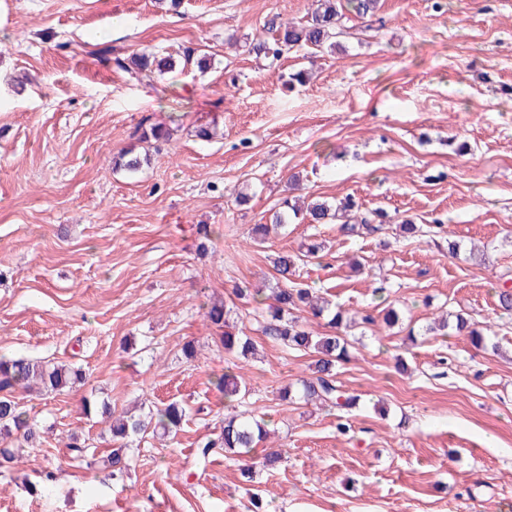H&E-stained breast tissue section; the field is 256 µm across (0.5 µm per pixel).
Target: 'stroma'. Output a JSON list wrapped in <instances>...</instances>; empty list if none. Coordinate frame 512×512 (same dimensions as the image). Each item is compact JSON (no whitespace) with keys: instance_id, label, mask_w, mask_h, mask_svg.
<instances>
[{"instance_id":"1","label":"stroma","mask_w":512,"mask_h":512,"mask_svg":"<svg viewBox=\"0 0 512 512\" xmlns=\"http://www.w3.org/2000/svg\"><path fill=\"white\" fill-rule=\"evenodd\" d=\"M310 6L0 0V354L86 375L49 396L18 393L43 443L0 468V512H249L255 495L268 512L512 507V314L497 296L512 279V0H380L335 53L255 57L265 23ZM103 37L116 54L189 47L215 66L132 81L96 54ZM301 69L313 80L289 86ZM145 119L174 128L172 140L139 143ZM200 126L215 137L197 138ZM131 148L148 164L113 170ZM293 174L303 195H350L395 219L355 238L291 224L253 244L251 227L269 223ZM240 191L248 205H236ZM406 218L444 231L404 237ZM313 240L324 256L299 263V282L349 312L401 313L394 327L347 332L337 379L361 400L345 434L340 411L281 399L313 358L263 337L254 303L233 294L273 282L274 258ZM382 280L386 294L373 293ZM215 299L257 343L236 373L247 409L273 430L266 447L282 453L249 482L224 455L195 461L224 418L213 382L227 356L201 310ZM444 310L490 322V346L429 333ZM92 396L118 414L170 401L193 413L175 438L129 439L114 475L106 425L84 412ZM74 433L90 448L81 461L65 446ZM46 467L54 482L29 492Z\"/></svg>"}]
</instances>
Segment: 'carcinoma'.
Here are the masks:
<instances>
[{"instance_id":"cac0c4a2","label":"carcinoma","mask_w":512,"mask_h":512,"mask_svg":"<svg viewBox=\"0 0 512 512\" xmlns=\"http://www.w3.org/2000/svg\"><path fill=\"white\" fill-rule=\"evenodd\" d=\"M378 0H316V8L302 22H280L269 25V37L255 40L252 51L273 61H278L291 52L307 50L314 53L336 50L340 37L344 36V10L348 9L359 18L373 14ZM115 67L131 77L142 73L164 76L175 71L195 69L205 73L214 65L212 57L198 56L195 50L187 48L178 58L163 56L150 48L143 47L131 51L125 57L113 59ZM171 132L159 125L140 123L139 139L148 142L167 141ZM148 158L122 153L113 158V169H121L130 174L137 173ZM385 220L388 215L382 211L364 213L361 206L351 196L335 203L314 200L306 202L302 197H286L280 203V210L273 215L272 224L281 226L296 221L300 224H329L344 219L340 232L354 237L363 231L374 232V218ZM323 245L314 242L304 251L283 253L274 259L273 268L277 274V288L273 289V303L261 311L263 318L261 333L268 340L290 350L310 353L315 357L313 374L299 380L300 388L285 390V395L299 400H317L338 410H350L359 404L360 396L345 392L336 380V366L347 359L348 342L340 329L347 327L343 312L336 311L328 324L336 329L334 333L321 336L313 334L306 323L295 315L301 310L315 317L322 315L325 307L315 301L312 288L295 282L297 263L301 258H317ZM205 319L222 330L220 343L224 353L233 359H248L255 354L256 343L252 337L242 331L228 330L226 307L222 303H211L203 307ZM455 328L468 330L473 343L484 342L488 325L460 314L454 315ZM85 380L80 369L67 364L52 363L0 355V466L10 467L21 458L22 448H34L40 443V433L31 422L26 411L16 400L18 390L35 392L42 396L59 393L72 388ZM216 389L224 394V423L221 430L201 440L196 448L195 457L203 465L224 451V456H233L238 460L255 459L259 442L268 435V424L264 419L245 416L238 411L249 393L246 383L228 366L224 374L215 381ZM101 415L112 418V408L101 404ZM189 409L177 401L164 403L145 415L112 418L110 436L114 440H123L153 428L166 436L175 435L186 423Z\"/></svg>"}]
</instances>
